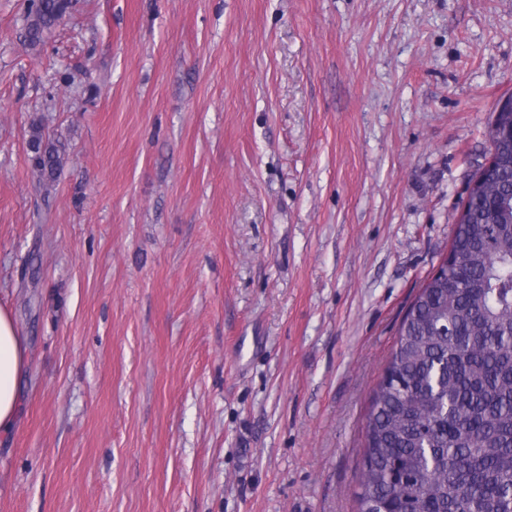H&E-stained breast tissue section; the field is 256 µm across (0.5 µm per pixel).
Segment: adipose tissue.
<instances>
[{"mask_svg": "<svg viewBox=\"0 0 512 512\" xmlns=\"http://www.w3.org/2000/svg\"><path fill=\"white\" fill-rule=\"evenodd\" d=\"M26 346L10 312L0 306V432H9L18 415V381Z\"/></svg>", "mask_w": 512, "mask_h": 512, "instance_id": "obj_1", "label": "adipose tissue"}]
</instances>
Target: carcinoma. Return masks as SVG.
<instances>
[{"mask_svg": "<svg viewBox=\"0 0 512 512\" xmlns=\"http://www.w3.org/2000/svg\"><path fill=\"white\" fill-rule=\"evenodd\" d=\"M72 0H24L35 45ZM494 167L462 204L451 256L401 320L363 427L355 512H512V138L490 128ZM40 189L62 145L32 130Z\"/></svg>", "mask_w": 512, "mask_h": 512, "instance_id": "carcinoma-1", "label": "carcinoma"}]
</instances>
